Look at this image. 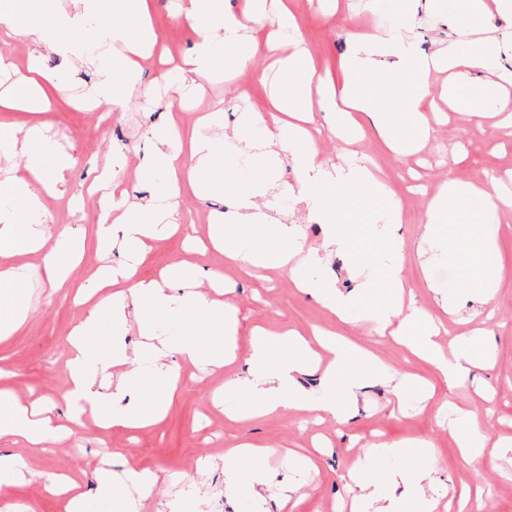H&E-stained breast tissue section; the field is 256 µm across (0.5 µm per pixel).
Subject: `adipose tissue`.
<instances>
[{
  "label": "adipose tissue",
  "instance_id": "ef3b65f1",
  "mask_svg": "<svg viewBox=\"0 0 512 512\" xmlns=\"http://www.w3.org/2000/svg\"><path fill=\"white\" fill-rule=\"evenodd\" d=\"M449 22L459 27L462 44H451L427 54L415 40L418 21L405 7L386 0H369L371 11L383 22L352 36V50L344 64L342 85L323 77L309 52L297 48L281 55V34L295 28L296 17L288 0H245L234 8L230 0H187L184 18L196 35L189 54L167 58L166 78L176 79L188 91L217 75L251 70L257 55L276 58L281 80L269 95L264 111L251 113L239 129L225 131L223 115L210 112L199 118L191 134L177 123L158 130L142 167L149 197L129 200L124 189L113 186L95 227L98 249L121 248L129 258L122 266H103L92 275V288L79 289L76 300L87 305L84 319L69 335L68 379L64 399L74 420L94 413L102 428H146L160 421L177 389L167 363L179 356L185 363L207 359L221 368L237 360L238 309L228 300L203 292V283L222 281L220 270H200L180 263L171 266L168 286L136 278V265L150 242L174 235L178 227L169 214L183 189L201 198L226 203L212 213L209 239L225 263L242 269L262 267L288 270L300 291L345 321L362 320L377 333H390L411 353L430 363L454 383L467 382L475 369L493 358L492 349L478 335L460 337L449 350L437 342L442 325L421 314L403 316V239L398 234L401 209L388 182L356 161L328 167L318 156L312 123L315 112L326 115L330 133L350 137L358 133L350 115H368L387 147L398 156H410L429 141L433 129L424 115L432 77L447 72L445 98L454 86L482 74V86L465 107L466 115L500 116V128L512 130V70L502 58L512 59V33L494 35L493 13L512 12V0H438ZM75 12L60 9L58 0H13L0 12V28L8 36L26 41L31 50L57 47L66 65L80 61L95 66L100 81L94 108L114 110L125 94L145 84L137 57L157 42L150 22L149 0H77ZM94 27L96 38L112 45L111 57L84 53L78 36ZM0 153L25 160L27 177L11 178L0 193V335H10L26 319L25 273L10 265L18 254L46 249L45 271L54 286H62L83 255L82 240L62 235L45 246L38 224L45 215L46 195L59 194L70 167L68 155L46 136L40 123L20 134L0 139ZM295 164L296 199L305 204L312 220L328 228L318 247H305L295 224L269 221L278 209L275 169L283 159ZM374 206L376 223L386 233L388 248L369 261V272L356 293L346 294L316 275L317 256L353 251L356 235L345 216L364 203ZM469 210L474 223L456 221L458 210ZM512 220V192L503 178L487 177L462 182L445 179L431 199L417 245L418 255L433 253L443 264L465 271L468 285L455 288L429 279L428 286L450 313L468 302L489 305L501 275L495 240L500 223ZM393 289L386 304L367 307L366 293L375 287ZM137 330L143 341L129 350L126 337ZM246 374L229 377L213 395L227 419L236 422L259 417L305 412L341 421L353 417L358 396L367 385L389 381L383 361L367 349L349 352L335 334L316 329L304 336L294 329L254 327ZM319 371L317 387L302 385L301 378ZM9 376L0 369V439L22 443L42 452L62 438L50 410L23 404L15 392L3 387ZM111 380L112 391L99 390ZM133 405H124L126 396ZM452 413L459 452L466 462L482 459L487 443L500 452L512 450V440L490 441L476 414L461 408ZM409 442L381 443L357 463L350 479L355 492L350 512H439L440 493L434 492L436 460L428 442H420L423 467L394 470L390 461L409 452ZM274 448L251 441L224 452V496L248 500V512H287L294 489L277 482L266 462ZM105 458L120 461L124 471L103 468L97 474L98 495L89 499L75 479L65 474L48 478L46 493L62 498L65 512H137L134 498L118 489L126 480L142 492H151L160 480L157 471L136 467L121 453L105 451Z\"/></svg>",
  "mask_w": 512,
  "mask_h": 512
}]
</instances>
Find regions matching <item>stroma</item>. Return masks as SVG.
<instances>
[{
  "mask_svg": "<svg viewBox=\"0 0 512 512\" xmlns=\"http://www.w3.org/2000/svg\"><path fill=\"white\" fill-rule=\"evenodd\" d=\"M177 2L151 0L158 46L176 59L188 52L195 40L184 17L176 13ZM292 8L297 20L296 38L308 49L316 67L329 74L335 84H342L351 32L364 25L380 24L381 16L370 12L365 0H340L336 6L331 0H292ZM418 21L416 37L425 51H434L458 38L456 28L437 12L432 0H419ZM39 62L48 75L43 91L51 103L49 110L37 115L0 112V130L7 132L41 121L59 148L70 156L72 165L67 173L65 195L48 199L43 229L50 242L65 231L84 236L85 253L69 281L59 288L53 287L46 276L43 253L13 257V264L29 269V311L14 333L0 336V368L12 371L9 384L22 399L55 404L54 414L58 423L63 424L69 413L62 398L67 339L86 314L84 308L76 305L74 294L95 269L123 258L116 250L101 256L96 248L92 228L100 214L102 194L90 191L89 186L102 172L112 170L130 199L146 196L147 184L138 178L137 165L152 145L154 130L173 119L184 130H192L196 114L181 109L177 95L165 81L159 80L162 66L154 55L142 66L145 78L155 81L153 97L132 93L123 107L108 118L99 111L80 112L75 108L76 96L91 93L98 81L93 68L84 66L73 71L68 77V89L62 91L54 81L55 74L62 69L61 52L42 50ZM267 66V60L260 55L254 60L253 70L236 80L216 78L205 86L203 104H217L228 126L234 125L243 113L264 109L269 88L257 82L254 75ZM436 137L435 143L410 157L392 154L369 128L349 144L323 138L318 149L320 158L334 163L341 162L343 155L352 150L370 156L382 170L394 200L402 207L401 234L406 255L403 274L413 288L416 307L438 317L443 314L426 286L427 277L453 280L461 288L466 282L462 272L449 267L438 266L430 274H423L416 261L413 249L422 230L428 198L407 193L409 173H420L432 190L450 174L464 181L498 175L512 170V144H502L493 119H484L482 126L476 127L454 111L449 112L447 124L438 127ZM116 146L123 148L127 158L124 167L118 170L112 167L111 151ZM210 210V203L193 192H185L179 216L181 233L153 243L138 266V278L160 279L163 269L184 261L203 269H220L226 287L232 290L230 299L240 310L239 356H247L250 350L253 326H287L304 332L322 326L336 332L345 342L374 351L392 371L428 380L435 389L434 399L424 409L410 406L401 410L388 386L372 384L361 393L358 414L345 424L332 418L321 422L304 413L234 422L225 419L210 401L212 391L222 387L225 378L231 376V369L204 372L191 366L180 367L178 390L159 423L141 430L116 427L106 432L99 430L92 416H84L74 426L71 438L56 444L52 452L25 455L26 480L0 496V512H11L12 504L17 502L31 506L33 512H65L61 500L43 492L48 477L57 473L71 474L87 495H95V472L101 466L99 451L104 443L133 459L139 467L167 471V482L148 495L140 512H170V502L185 499L195 490L208 497L206 512H246L245 503L225 499L222 467L202 474L196 469V460L220 458L225 448L240 441L307 448L317 435L327 437L331 446L318 463V473L311 475L302 487V499L295 512H333L347 494L348 472L362 456L363 444L378 438L390 442L430 441L439 464L438 476L448 490L482 486L480 512H512V461L464 462L454 432L448 425L436 422L437 400L445 397L459 406L477 410L490 438L512 436V228L501 229L498 234L503 276L492 311L476 314L464 307L458 316H445L451 335L474 329L487 332L495 357L486 368L476 372L481 382L495 391L493 400L487 403L475 393L471 383L448 386L430 365L411 356L391 337H379L362 324L337 319L294 288L288 271L256 270L248 274L239 266L225 264L223 257L214 252L187 251V237L207 236ZM370 214V209L365 208L347 216L350 223L363 228L359 257L336 254L317 267L323 278L341 290L356 286L357 281L350 273L356 260H368L385 246L384 239L367 228Z\"/></svg>",
  "mask_w": 512,
  "mask_h": 512,
  "instance_id": "obj_1",
  "label": "stroma"
}]
</instances>
